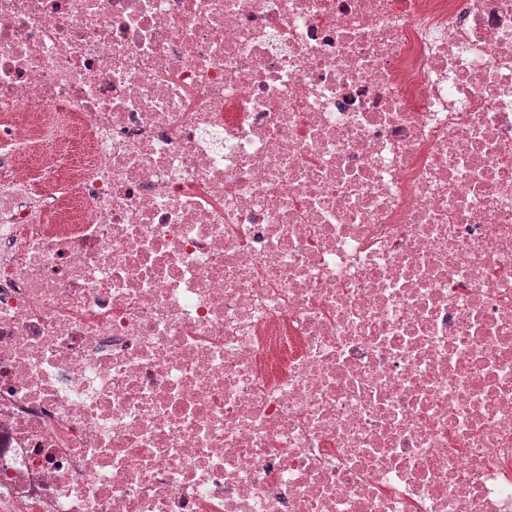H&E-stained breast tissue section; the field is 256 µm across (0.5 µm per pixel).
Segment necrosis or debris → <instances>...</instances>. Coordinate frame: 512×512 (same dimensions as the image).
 <instances>
[{"label": "necrosis or debris", "instance_id": "4bbe7bcc", "mask_svg": "<svg viewBox=\"0 0 512 512\" xmlns=\"http://www.w3.org/2000/svg\"><path fill=\"white\" fill-rule=\"evenodd\" d=\"M0 512H512V0H0Z\"/></svg>", "mask_w": 512, "mask_h": 512}]
</instances>
